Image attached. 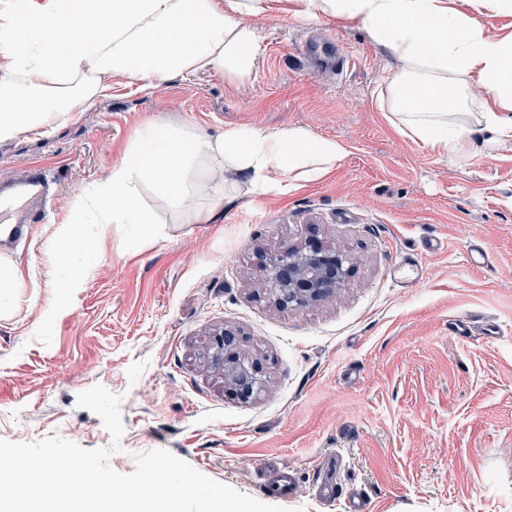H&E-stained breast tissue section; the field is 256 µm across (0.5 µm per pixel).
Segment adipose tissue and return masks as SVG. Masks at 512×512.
<instances>
[{
	"label": "adipose tissue",
	"mask_w": 512,
	"mask_h": 512,
	"mask_svg": "<svg viewBox=\"0 0 512 512\" xmlns=\"http://www.w3.org/2000/svg\"><path fill=\"white\" fill-rule=\"evenodd\" d=\"M276 1L299 18L356 19L367 28L396 62L378 106L399 131L454 154L484 135L512 146V34L490 36L454 0H43L34 11L0 0V141L67 124L115 77L147 95L199 73L249 81L254 21ZM477 93L484 102L474 119L466 108ZM345 155L342 143L299 126H229L209 136L149 118L123 157L72 199L48 248L77 288L84 276L76 250L99 256L83 234L86 211L156 240L172 225L216 223L227 201L318 180ZM24 286L17 262L0 252V320L15 314Z\"/></svg>",
	"instance_id": "1"
}]
</instances>
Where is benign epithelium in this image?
Here are the masks:
<instances>
[{"instance_id":"obj_1","label":"benign epithelium","mask_w":512,"mask_h":512,"mask_svg":"<svg viewBox=\"0 0 512 512\" xmlns=\"http://www.w3.org/2000/svg\"><path fill=\"white\" fill-rule=\"evenodd\" d=\"M353 259L327 250L311 240L304 246L270 257L268 277L260 290L269 293L282 309L319 302L344 286ZM212 363L222 369L224 380L243 398H250L262 387L257 364L235 355L238 334L225 328L214 337Z\"/></svg>"}]
</instances>
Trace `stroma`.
I'll return each instance as SVG.
<instances>
[{
	"mask_svg": "<svg viewBox=\"0 0 512 512\" xmlns=\"http://www.w3.org/2000/svg\"><path fill=\"white\" fill-rule=\"evenodd\" d=\"M257 26L246 83L197 74L148 96L118 77L55 133L0 143V179L44 163L63 184L52 219L11 250L25 286L0 320V438L110 447L101 419L77 405L100 384L123 397L110 458L121 473L165 449L285 512H345L352 493L369 512H512V151L447 154L400 133L376 103L392 58L359 22L274 10ZM342 54L355 64L337 77ZM148 117L206 135L303 126L347 154L324 179L226 203L222 223L165 240L89 225L100 259L69 287L46 242ZM312 234L354 256L353 271L335 295L280 310L257 288L268 257ZM476 245L488 265L472 261ZM487 320L499 335H485ZM225 326L262 367L246 401L207 358ZM332 454L342 462L325 500ZM274 468L297 494L271 487Z\"/></svg>",
	"mask_w": 512,
	"mask_h": 512,
	"instance_id": "stroma-1",
	"label": "stroma"
}]
</instances>
